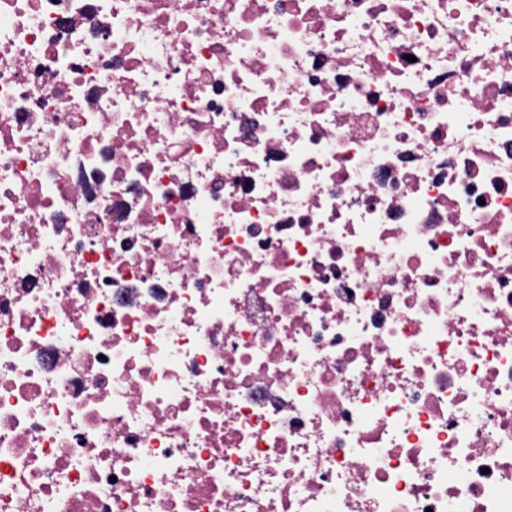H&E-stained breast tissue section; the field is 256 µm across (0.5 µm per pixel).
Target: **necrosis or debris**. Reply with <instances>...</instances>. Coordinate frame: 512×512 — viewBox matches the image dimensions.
I'll return each mask as SVG.
<instances>
[{
	"mask_svg": "<svg viewBox=\"0 0 512 512\" xmlns=\"http://www.w3.org/2000/svg\"><path fill=\"white\" fill-rule=\"evenodd\" d=\"M0 512H512V0H0Z\"/></svg>",
	"mask_w": 512,
	"mask_h": 512,
	"instance_id": "1",
	"label": "necrosis or debris"
}]
</instances>
